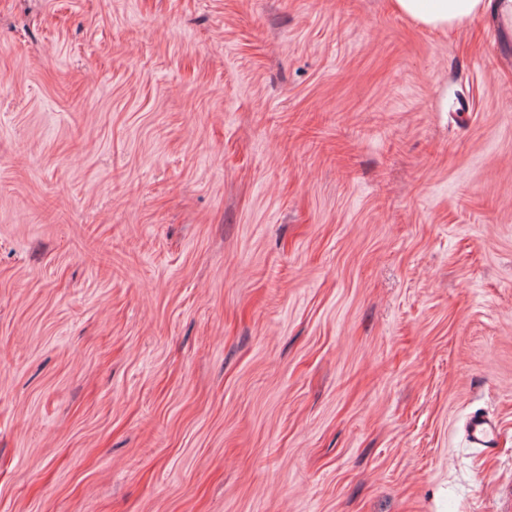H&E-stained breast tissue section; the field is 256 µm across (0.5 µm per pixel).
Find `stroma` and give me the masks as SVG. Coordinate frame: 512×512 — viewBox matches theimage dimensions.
<instances>
[{"mask_svg": "<svg viewBox=\"0 0 512 512\" xmlns=\"http://www.w3.org/2000/svg\"><path fill=\"white\" fill-rule=\"evenodd\" d=\"M0 512H512V33L0 0ZM497 426L493 419L482 414L472 415L465 426L467 442L474 448L491 451L497 441Z\"/></svg>", "mask_w": 512, "mask_h": 512, "instance_id": "1", "label": "stroma"}]
</instances>
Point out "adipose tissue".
<instances>
[{"mask_svg":"<svg viewBox=\"0 0 512 512\" xmlns=\"http://www.w3.org/2000/svg\"><path fill=\"white\" fill-rule=\"evenodd\" d=\"M393 6L433 29L452 31L490 10L512 27V0H393Z\"/></svg>","mask_w":512,"mask_h":512,"instance_id":"adipose-tissue-1","label":"adipose tissue"}]
</instances>
